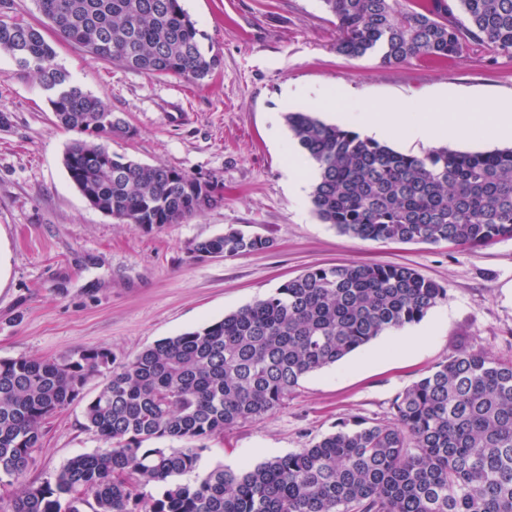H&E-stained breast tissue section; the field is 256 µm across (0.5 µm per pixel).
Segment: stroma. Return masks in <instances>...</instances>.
<instances>
[{"instance_id":"stroma-1","label":"stroma","mask_w":512,"mask_h":512,"mask_svg":"<svg viewBox=\"0 0 512 512\" xmlns=\"http://www.w3.org/2000/svg\"><path fill=\"white\" fill-rule=\"evenodd\" d=\"M221 57L198 84L149 77L59 42L57 61L86 92L134 128L113 153L216 177L224 198L178 224L140 228L91 207L63 163L77 134L56 127L38 78L0 54V360L58 358L105 347L117 361L208 324L305 270L336 263L405 264L448 290L420 328L432 336L403 356L380 336L305 376L285 405L211 440L200 468L240 469L309 447L357 418L387 422L395 396L460 349L512 358V238L471 248L382 243L339 234L288 188L301 154L288 130V89L341 85L387 101L462 93L476 102L512 94V57L472 43L458 60L336 53L334 17L321 0H181ZM235 227L271 249L204 258L196 242ZM81 403L49 419L28 481L54 477L73 456L102 449L83 428Z\"/></svg>"}]
</instances>
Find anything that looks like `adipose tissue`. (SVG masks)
<instances>
[{"label":"adipose tissue","mask_w":512,"mask_h":512,"mask_svg":"<svg viewBox=\"0 0 512 512\" xmlns=\"http://www.w3.org/2000/svg\"><path fill=\"white\" fill-rule=\"evenodd\" d=\"M344 120L351 129L376 138L512 142V97H499L480 107L466 98H405L381 105L356 102Z\"/></svg>","instance_id":"adipose-tissue-1"}]
</instances>
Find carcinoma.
Here are the masks:
<instances>
[{
	"mask_svg": "<svg viewBox=\"0 0 512 512\" xmlns=\"http://www.w3.org/2000/svg\"><path fill=\"white\" fill-rule=\"evenodd\" d=\"M336 53L398 65L461 58L471 41L512 57V0H322ZM43 21L0 15V52L49 91L56 126L84 138L64 166L93 208L138 227L177 224L216 202L217 184L105 151L129 124L56 61L50 29L91 57L146 76L195 82L221 65L180 0H36ZM284 120L316 168L320 221L363 240L481 247L512 238V148L422 155L328 124ZM272 239L229 228L195 244L199 257L268 250ZM448 290L404 265L318 267L224 318L156 341L115 363L107 348L62 358L0 360V483L26 474L47 419L84 397L83 427L106 448L29 483L4 512H512V360L462 349L396 395L393 421H357L308 448L239 471L199 474L224 431L272 414L308 374L385 332L420 322ZM184 448L153 445L160 440ZM148 486L155 493H146Z\"/></svg>",
	"mask_w": 512,
	"mask_h": 512,
	"instance_id": "carcinoma-1",
	"label": "carcinoma"
}]
</instances>
